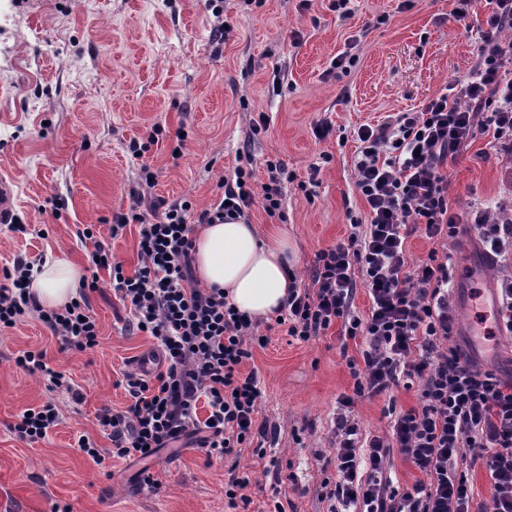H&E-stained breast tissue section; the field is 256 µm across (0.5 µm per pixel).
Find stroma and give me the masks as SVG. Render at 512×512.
Returning <instances> with one entry per match:
<instances>
[{
    "instance_id": "stroma-1",
    "label": "stroma",
    "mask_w": 512,
    "mask_h": 512,
    "mask_svg": "<svg viewBox=\"0 0 512 512\" xmlns=\"http://www.w3.org/2000/svg\"><path fill=\"white\" fill-rule=\"evenodd\" d=\"M335 2L0 0V185L13 214L43 231L24 235L0 223V269L19 254L62 252L99 278L91 295L99 331L93 349H62L33 316L0 333V512H230L227 460L188 447L98 465L76 448L81 434L110 447L99 415L127 406L120 372L155 349L150 337L126 330L128 309L90 255L99 242L126 271L140 265L135 227L110 234L131 191L185 198L201 210L222 196L237 166L250 165L257 188L274 161L288 175L283 215L268 216L257 202L246 221L263 235L287 233L290 268L298 285L310 286L317 253L346 241L351 222L366 219L355 187L354 129L419 108L465 80L491 12L490 0H469L462 21L456 0H354L344 17ZM346 52L354 55L350 70H332ZM262 114L269 125L258 132L253 123ZM325 120L334 130L317 137L314 128ZM156 126L158 144L133 157L130 142ZM144 166L154 186H146ZM443 172L449 208L462 218L448 251L461 264L483 247L474 217L512 205V147L477 135ZM312 175L319 186L310 197L301 186ZM85 224L94 227L86 241L77 236ZM473 287L457 275L452 343L475 365L512 370V336L495 337L491 351L470 341ZM267 337L249 362L262 391L257 419L267 426L264 459L241 450L242 465L253 469L251 507L272 512L279 502L286 512H329L337 415L348 413L363 435L385 438L391 411L416 406L417 397L402 389L355 397L347 362L361 360L364 346L342 339L339 326L305 342L276 326ZM25 349L44 351L83 401L18 367L15 354ZM348 397L354 404L346 409ZM48 401L60 422L44 440L30 444L9 432L21 412ZM145 468L157 487L142 484ZM277 470L283 482L275 481Z\"/></svg>"
}]
</instances>
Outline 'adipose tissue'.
Returning <instances> with one entry per match:
<instances>
[{"label":"adipose tissue","instance_id":"1","mask_svg":"<svg viewBox=\"0 0 512 512\" xmlns=\"http://www.w3.org/2000/svg\"><path fill=\"white\" fill-rule=\"evenodd\" d=\"M195 272L207 288H220L230 303L255 320L274 315L288 291V237L257 236L253 225L240 221L206 224L194 238ZM82 272L66 255H51L34 272L29 290L46 309L75 300Z\"/></svg>","mask_w":512,"mask_h":512}]
</instances>
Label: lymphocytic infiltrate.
Masks as SVG:
<instances>
[{"label":"lymphocytic infiltrate","instance_id":"f902f5d3","mask_svg":"<svg viewBox=\"0 0 512 512\" xmlns=\"http://www.w3.org/2000/svg\"><path fill=\"white\" fill-rule=\"evenodd\" d=\"M494 4L477 65L457 96L442 94L418 111L358 127L355 185L369 222L352 225L346 242L318 253L311 288L289 286L275 319L286 335L302 341L336 323L343 338L361 339L363 364L352 369L357 396H381L399 386L416 393L417 406L396 414L390 439L364 443L348 416L336 421L340 479L329 496L361 512H469L473 492L467 476L456 471L465 452L489 474L490 512H512V378L472 366L449 346L455 330L448 303L452 266L440 249L459 225L448 206L444 160L480 131L512 145V43L499 39L512 29V0ZM267 171V182L256 190L252 171L236 169L234 180L223 185V202L198 212L186 200L148 204L132 194L111 233L136 226L139 267L129 274L105 248L92 253L93 265L108 271L113 292L128 303L131 329L150 336L164 361L149 376L123 372L127 409L100 414L114 456L147 459L186 438L206 457L224 458L265 436L257 422L258 373L240 367L267 337L258 322L228 303L223 289L200 287L192 252L195 224L244 218L257 201L268 215L280 212L285 171L276 163ZM415 235L434 247L413 263L405 242ZM40 264V258L19 257L0 272V331L33 313L63 347L93 348L98 330L88 294L96 281L70 304L45 310L26 286ZM361 286L370 298L363 317L351 313ZM58 420V408L47 402L20 414L9 430L35 443ZM394 448L423 475L402 493L384 475Z\"/></svg>","mask_w":512,"mask_h":512}]
</instances>
